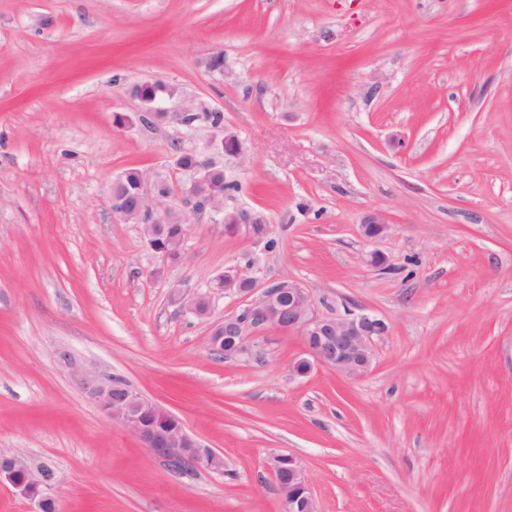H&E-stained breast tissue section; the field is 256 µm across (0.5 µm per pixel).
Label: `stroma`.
<instances>
[{"instance_id":"1","label":"stroma","mask_w":512,"mask_h":512,"mask_svg":"<svg viewBox=\"0 0 512 512\" xmlns=\"http://www.w3.org/2000/svg\"><path fill=\"white\" fill-rule=\"evenodd\" d=\"M144 81L182 89L162 120L140 119ZM191 105L223 113L242 146L224 204L268 234L193 215L172 261L110 187L205 148ZM370 214L390 226L374 245ZM228 269L376 315L372 372L293 375L303 343L276 328L216 357L211 325L244 298L203 321L169 295ZM61 348L179 417L223 474L173 471ZM0 448L55 470L59 512H279L275 450L319 512H512V0H0Z\"/></svg>"}]
</instances>
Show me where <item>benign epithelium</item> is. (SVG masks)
Masks as SVG:
<instances>
[{"mask_svg":"<svg viewBox=\"0 0 512 512\" xmlns=\"http://www.w3.org/2000/svg\"><path fill=\"white\" fill-rule=\"evenodd\" d=\"M151 82L134 87V95L141 104V111L153 119L165 116L160 104L163 99L150 90ZM232 138L230 133L214 132L203 154L204 164L190 176L189 184H164L155 178H141V193L132 205H126L112 196V208L119 220L139 224L143 237L155 236L156 225L164 222L186 223L182 210L166 205L181 198L192 205L194 213H207L217 218L219 224H233L236 230H251V225L264 223L258 212L224 208V192L208 187L211 170L221 165L224 155L222 139ZM390 225L378 214H371L361 224V234L368 241L387 236ZM211 290L220 294L250 296L239 313L224 317L212 330L224 329V338L233 342L232 354L246 351V335L257 329L277 328L297 333L305 346V357L293 366L296 375H306L322 367L348 379L367 376L374 366L379 341L387 327L376 316L363 310H347L342 315L320 312L313 292L298 283L282 279L256 293L252 281L240 277L229 269L217 275ZM171 301L186 313L205 319L211 315L210 300L184 298L181 290L174 288ZM58 362L71 370L75 382L85 399L96 405L108 418L119 421L136 435L156 455L164 459L186 458L190 467L213 473H224L223 453L203 444L189 434L184 423L172 413L162 409L141 393L110 376L90 374L75 368L72 355L67 350L56 353ZM270 471L277 484L284 486L280 512H318L316 499L309 484L304 465L299 457L278 451L269 459ZM0 482L8 483L17 493L35 505L32 512H46L57 508L53 488L55 472L41 466L31 468L0 449Z\"/></svg>","mask_w":512,"mask_h":512,"instance_id":"1","label":"benign epithelium"}]
</instances>
